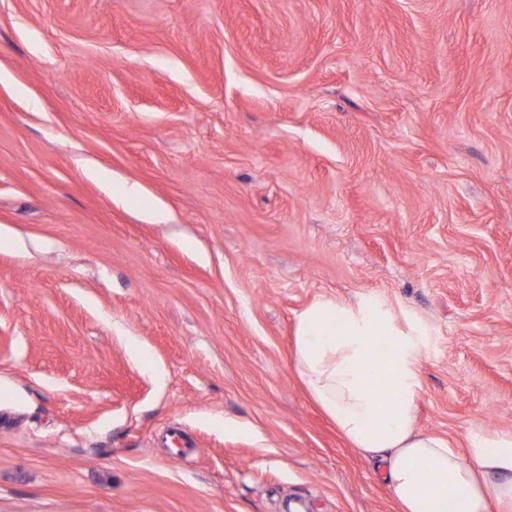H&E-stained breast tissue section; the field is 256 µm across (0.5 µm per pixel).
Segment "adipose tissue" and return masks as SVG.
<instances>
[{
  "label": "adipose tissue",
  "instance_id": "adipose-tissue-1",
  "mask_svg": "<svg viewBox=\"0 0 512 512\" xmlns=\"http://www.w3.org/2000/svg\"><path fill=\"white\" fill-rule=\"evenodd\" d=\"M426 336L381 297L320 298L297 319L295 367L352 447L384 470L399 512H512V433L473 436L462 453L418 426Z\"/></svg>",
  "mask_w": 512,
  "mask_h": 512
}]
</instances>
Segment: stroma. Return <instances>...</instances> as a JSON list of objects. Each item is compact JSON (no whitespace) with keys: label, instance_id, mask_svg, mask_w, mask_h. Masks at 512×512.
<instances>
[{"label":"stroma","instance_id":"stroma-1","mask_svg":"<svg viewBox=\"0 0 512 512\" xmlns=\"http://www.w3.org/2000/svg\"><path fill=\"white\" fill-rule=\"evenodd\" d=\"M370 294L512 432V0H0V512H397L293 361Z\"/></svg>","mask_w":512,"mask_h":512}]
</instances>
